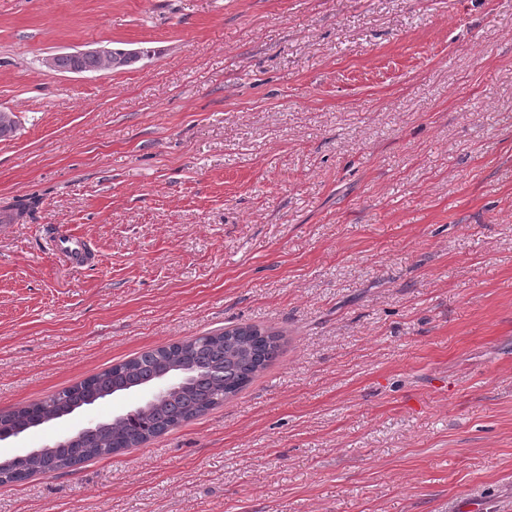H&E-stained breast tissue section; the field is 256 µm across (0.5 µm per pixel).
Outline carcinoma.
<instances>
[{
  "instance_id": "cac0c4a2",
  "label": "carcinoma",
  "mask_w": 512,
  "mask_h": 512,
  "mask_svg": "<svg viewBox=\"0 0 512 512\" xmlns=\"http://www.w3.org/2000/svg\"><path fill=\"white\" fill-rule=\"evenodd\" d=\"M61 70L79 67L97 72L99 61L91 56L58 59ZM279 334L256 325H237L222 332L186 339L178 345L161 346L116 364L48 398L25 407L20 414L0 413V429L24 430L38 427L54 415H71L97 398L138 383L147 382L167 369L192 366L191 384L160 404L136 409L123 420L94 434L78 433L74 443L47 449L26 464L24 476L13 478L14 469L0 470V483L22 482L33 474L47 475L72 467L80 455L82 461L108 457L117 448L144 444L195 417L205 414L241 392L277 357Z\"/></svg>"
}]
</instances>
